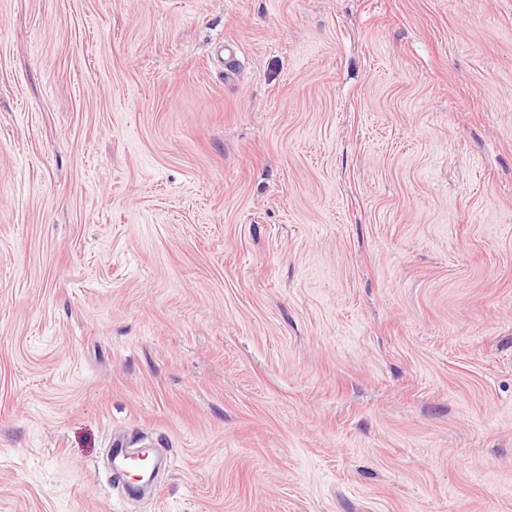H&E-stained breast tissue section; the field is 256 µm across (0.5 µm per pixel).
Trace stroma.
Here are the masks:
<instances>
[{
    "label": "stroma",
    "mask_w": 512,
    "mask_h": 512,
    "mask_svg": "<svg viewBox=\"0 0 512 512\" xmlns=\"http://www.w3.org/2000/svg\"><path fill=\"white\" fill-rule=\"evenodd\" d=\"M0 512H512V0H0Z\"/></svg>",
    "instance_id": "stroma-1"
}]
</instances>
